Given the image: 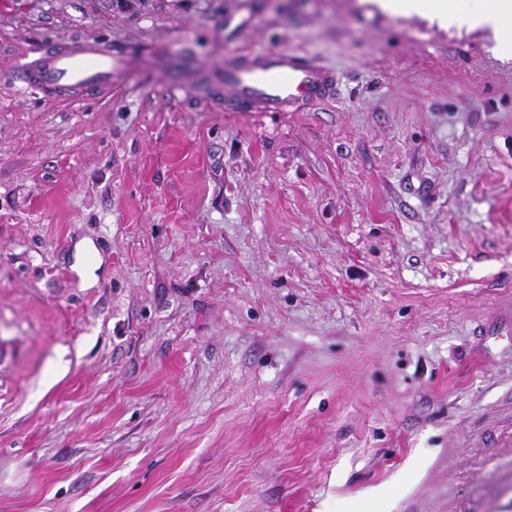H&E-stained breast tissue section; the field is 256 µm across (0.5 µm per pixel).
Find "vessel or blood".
<instances>
[{
	"mask_svg": "<svg viewBox=\"0 0 512 512\" xmlns=\"http://www.w3.org/2000/svg\"><path fill=\"white\" fill-rule=\"evenodd\" d=\"M132 58L131 51L93 38L63 42L36 51L20 67L17 80L47 103H79L111 92L115 77L127 71ZM219 83L225 111L284 112L326 97L336 86V74L309 54L249 52L225 63Z\"/></svg>",
	"mask_w": 512,
	"mask_h": 512,
	"instance_id": "obj_1",
	"label": "vessel or blood"
}]
</instances>
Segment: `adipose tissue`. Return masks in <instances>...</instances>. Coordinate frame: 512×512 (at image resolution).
<instances>
[{"label":"adipose tissue","mask_w":512,"mask_h":512,"mask_svg":"<svg viewBox=\"0 0 512 512\" xmlns=\"http://www.w3.org/2000/svg\"><path fill=\"white\" fill-rule=\"evenodd\" d=\"M382 12L420 16L448 29H483L502 54L512 53V0H373Z\"/></svg>","instance_id":"adipose-tissue-1"}]
</instances>
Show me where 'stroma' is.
<instances>
[{
  "label": "stroma",
  "mask_w": 512,
  "mask_h": 512,
  "mask_svg": "<svg viewBox=\"0 0 512 512\" xmlns=\"http://www.w3.org/2000/svg\"><path fill=\"white\" fill-rule=\"evenodd\" d=\"M76 38L154 53L78 108L13 82ZM285 49L334 94L228 112L165 69ZM0 512H512L492 34L369 0H0Z\"/></svg>",
  "instance_id": "obj_1"
}]
</instances>
